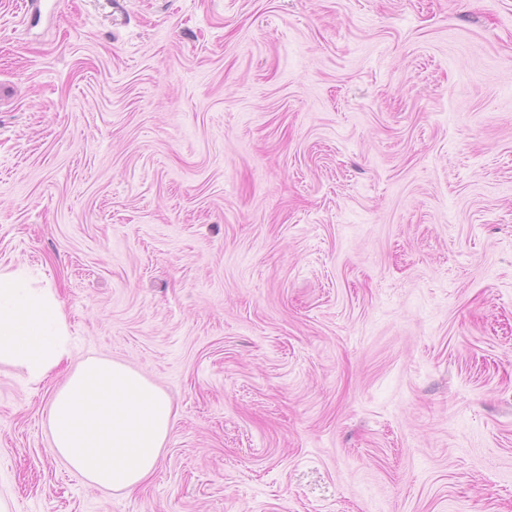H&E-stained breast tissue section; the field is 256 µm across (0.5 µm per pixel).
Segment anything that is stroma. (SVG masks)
I'll list each match as a JSON object with an SVG mask.
<instances>
[{"mask_svg":"<svg viewBox=\"0 0 512 512\" xmlns=\"http://www.w3.org/2000/svg\"><path fill=\"white\" fill-rule=\"evenodd\" d=\"M11 512H512V0H0ZM176 418L137 490L51 449L87 358ZM69 333L51 288L33 287L21 269H0V361L42 381L70 356Z\"/></svg>","mask_w":512,"mask_h":512,"instance_id":"stroma-1","label":"stroma"}]
</instances>
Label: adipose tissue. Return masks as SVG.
Listing matches in <instances>:
<instances>
[{"label":"adipose tissue","mask_w":512,"mask_h":512,"mask_svg":"<svg viewBox=\"0 0 512 512\" xmlns=\"http://www.w3.org/2000/svg\"><path fill=\"white\" fill-rule=\"evenodd\" d=\"M70 356L59 299L19 269H0V361L42 381ZM173 418L170 398L144 375L104 358L82 362L47 414L52 448L87 482L139 486L155 470Z\"/></svg>","instance_id":"ef3b65f1"}]
</instances>
